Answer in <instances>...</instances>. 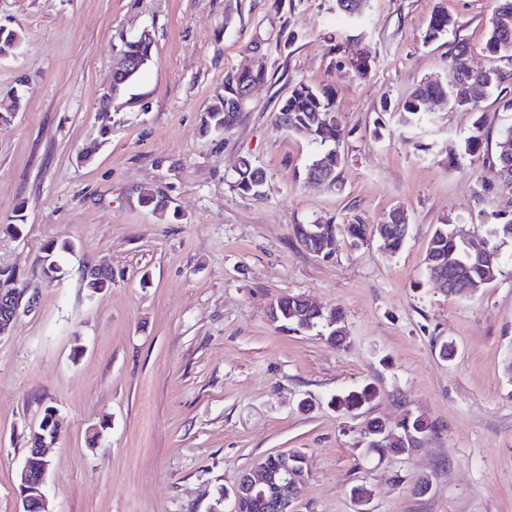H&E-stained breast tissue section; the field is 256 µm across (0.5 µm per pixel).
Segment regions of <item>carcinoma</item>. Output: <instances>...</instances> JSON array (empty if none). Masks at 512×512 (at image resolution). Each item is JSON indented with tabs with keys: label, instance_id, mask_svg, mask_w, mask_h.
I'll return each instance as SVG.
<instances>
[{
	"label": "carcinoma",
	"instance_id": "1",
	"mask_svg": "<svg viewBox=\"0 0 512 512\" xmlns=\"http://www.w3.org/2000/svg\"><path fill=\"white\" fill-rule=\"evenodd\" d=\"M491 28L485 43V50L492 58H512V28L505 31L499 28L498 19L504 16L512 17V0H496ZM456 25V19L442 11L434 12L426 25L425 39L434 41L446 35ZM24 42V35L16 29L0 26V57L12 56L17 51L18 44ZM119 50L129 56L141 60L139 70L120 76L118 99L126 104L136 103L135 97L128 94L130 86L140 76L153 59V43L127 40L122 42ZM468 54L465 43L455 45L452 63L450 65L451 81L448 86L422 83L404 101L398 112L399 123L407 128H419L427 120V99L433 95L448 99L452 106L464 109L475 115L473 134L467 140V148L478 152L482 148L484 133L481 102L471 103L462 98L457 86L467 84L480 89L482 95L491 90L505 91L512 84V70H498L492 77H487L483 68H461L457 59ZM266 72L262 67L241 74L228 72L224 75V90L216 95L201 117V133L204 136L222 135L237 123L239 115L245 109L247 101L237 100L240 90L251 85L258 87L265 82ZM25 94L18 89L8 91L0 97V122L13 119L24 106ZM276 125L278 128L293 136H298L315 143L318 152L305 167V178H322V182L332 184L336 181V171L343 161L339 150V142L343 128L336 112V103L330 90L317 88L306 83L293 87L288 97L280 106ZM247 169L243 176L235 181L236 189L244 195L255 199L266 196L268 186L265 172L244 159ZM485 165L492 175L493 181L503 187L512 188V166L505 167L500 162L499 151L488 152ZM140 203L159 218L170 215L178 216L171 211L169 198L155 189H146L140 195ZM497 223L490 225L487 231L486 243L489 249H498V243L512 240V211L496 212ZM344 234L354 243H363L373 235V228L367 224H296L293 235L297 242L307 239L324 250L329 255L336 249L338 234ZM74 245L69 240L50 243L45 246L42 271L46 278L53 279L58 272L57 257L73 251ZM427 270L437 268L444 275L456 272L459 262L464 266L466 275L455 281L449 293L460 297H470L487 287L495 278L499 264L490 265L479 259H470L464 255L462 237L452 224H439L430 238L426 251ZM270 317L277 328L287 332L304 333L318 330V334L336 345L346 338V325L343 312L338 308L322 310L311 306L300 296L286 295L276 300L270 308ZM375 388L369 384L349 390L333 399L336 408L343 412L357 411L375 399ZM400 439L389 442L384 439L382 422L372 420L367 423L361 433L362 443L371 451L385 453L393 451L401 455L410 454L419 447L421 441L435 431V425L422 414L407 415L399 426ZM58 433L57 423L51 416L44 415L38 428V433L32 434V446L45 445L51 442V437ZM227 496L234 501V512H255L252 501L244 494L237 492V486L228 490Z\"/></svg>",
	"mask_w": 512,
	"mask_h": 512
}]
</instances>
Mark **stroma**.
Listing matches in <instances>:
<instances>
[{
  "mask_svg": "<svg viewBox=\"0 0 512 512\" xmlns=\"http://www.w3.org/2000/svg\"><path fill=\"white\" fill-rule=\"evenodd\" d=\"M494 7L368 0L348 18L336 0H0V25L25 37L0 58V92L27 81L23 110L0 122V268L37 293L0 338V512H21L18 476L49 406V512H230L225 489L288 451L309 473L297 512H356L355 485L372 490L371 512H512V241L472 297L438 288L424 262L436 225L483 235L512 194L484 189L470 112L443 101L430 125L396 120L418 84L449 82L455 42L471 67L491 66ZM438 10L457 25L424 43ZM145 29L153 60L132 92L148 109L113 112L100 136L115 51ZM258 65L267 80L237 124L202 136L225 74ZM303 82L336 99L344 164L331 186L304 176L316 144L274 123ZM244 157L265 170L266 199L234 188ZM146 188L177 217L142 207ZM19 210L17 238L2 226ZM394 210L409 235L393 254L343 236L318 256L293 237L297 224H378ZM63 239L75 252L46 280L44 247ZM101 262L112 286L89 292L82 273ZM288 294L343 310L345 342L276 328L268 308ZM366 383L369 407L336 410ZM410 413L436 434L408 456L366 452L367 421L394 428Z\"/></svg>",
  "mask_w": 512,
  "mask_h": 512,
  "instance_id": "35a3bbf8",
  "label": "stroma"
}]
</instances>
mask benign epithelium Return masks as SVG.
Segmentation results:
<instances>
[{
  "label": "benign epithelium",
  "mask_w": 512,
  "mask_h": 512,
  "mask_svg": "<svg viewBox=\"0 0 512 512\" xmlns=\"http://www.w3.org/2000/svg\"><path fill=\"white\" fill-rule=\"evenodd\" d=\"M36 293L26 287L7 293L0 291V336L10 329L21 307L34 306ZM50 470L46 449L38 448L28 455L22 467L18 483V494L23 504V512H31L32 507L44 504V487ZM243 492L256 499L261 506L270 507L274 512H295V505L302 492L301 477L290 465L288 455L269 466L260 460L249 468L239 481Z\"/></svg>",
  "instance_id": "7a95c632"
}]
</instances>
